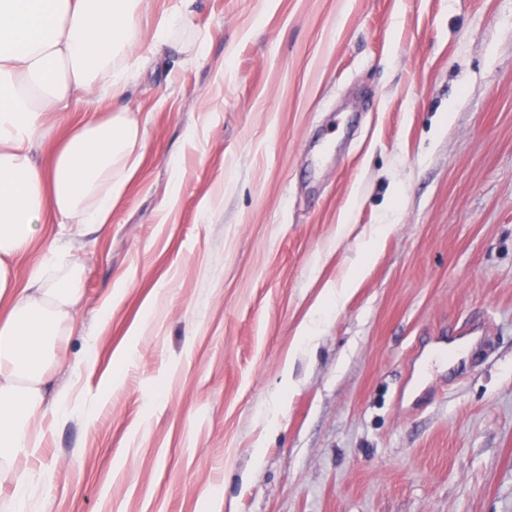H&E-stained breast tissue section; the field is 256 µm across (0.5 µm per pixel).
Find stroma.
Masks as SVG:
<instances>
[{
    "label": "stroma",
    "mask_w": 512,
    "mask_h": 512,
    "mask_svg": "<svg viewBox=\"0 0 512 512\" xmlns=\"http://www.w3.org/2000/svg\"><path fill=\"white\" fill-rule=\"evenodd\" d=\"M175 39L98 107L144 156L73 251L31 512H512V0H194Z\"/></svg>",
    "instance_id": "35a3bbf8"
}]
</instances>
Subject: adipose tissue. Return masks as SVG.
<instances>
[{
  "label": "adipose tissue",
  "mask_w": 512,
  "mask_h": 512,
  "mask_svg": "<svg viewBox=\"0 0 512 512\" xmlns=\"http://www.w3.org/2000/svg\"><path fill=\"white\" fill-rule=\"evenodd\" d=\"M148 0H0V487L28 512L31 466L69 390L55 388L56 346L83 298L86 265L52 243L20 268L47 225L73 237L103 229L143 160L144 130L123 110L74 120L48 161L57 113L89 108L169 45L192 0L144 39Z\"/></svg>",
  "instance_id": "obj_1"
}]
</instances>
